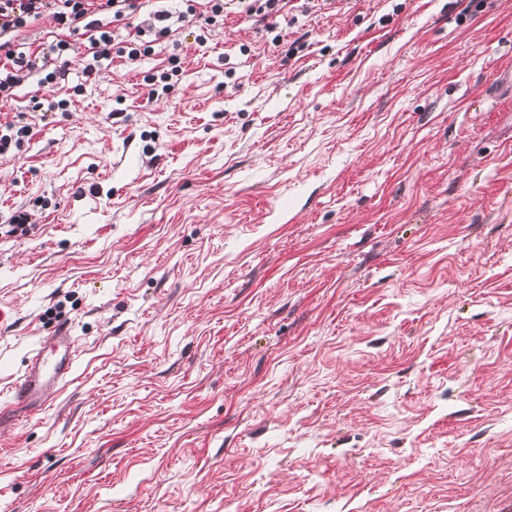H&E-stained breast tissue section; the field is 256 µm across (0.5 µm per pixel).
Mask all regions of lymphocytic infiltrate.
<instances>
[{
    "mask_svg": "<svg viewBox=\"0 0 512 512\" xmlns=\"http://www.w3.org/2000/svg\"><path fill=\"white\" fill-rule=\"evenodd\" d=\"M150 3L151 0H0V94L10 93L32 73L41 71L45 83L51 84L55 92L49 109H66L67 63L62 55L69 47V36L83 37L93 58L83 74L86 81H96L100 74L98 60L115 51L129 63H137L151 55L154 41L170 35L169 12L151 10ZM230 3L250 16L277 14L286 6V0H186V9L179 12L178 18L187 26L209 23L223 14ZM106 13L113 20L125 22L128 39L124 46L113 47L112 32L101 28L99 17ZM43 19L51 20L53 28L40 50L34 52L22 33Z\"/></svg>",
    "mask_w": 512,
    "mask_h": 512,
    "instance_id": "f902f5d3",
    "label": "lymphocytic infiltrate"
}]
</instances>
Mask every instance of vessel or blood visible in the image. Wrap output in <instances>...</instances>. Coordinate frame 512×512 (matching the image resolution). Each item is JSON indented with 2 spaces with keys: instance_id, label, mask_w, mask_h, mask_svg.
<instances>
[{
  "instance_id": "obj_1",
  "label": "vessel or blood",
  "mask_w": 512,
  "mask_h": 512,
  "mask_svg": "<svg viewBox=\"0 0 512 512\" xmlns=\"http://www.w3.org/2000/svg\"><path fill=\"white\" fill-rule=\"evenodd\" d=\"M74 343L70 329L62 327L37 344L15 385L19 404L32 411L44 409L49 392L64 386L73 373Z\"/></svg>"
}]
</instances>
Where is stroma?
I'll return each instance as SVG.
<instances>
[{
    "instance_id": "stroma-1",
    "label": "stroma",
    "mask_w": 512,
    "mask_h": 512,
    "mask_svg": "<svg viewBox=\"0 0 512 512\" xmlns=\"http://www.w3.org/2000/svg\"><path fill=\"white\" fill-rule=\"evenodd\" d=\"M206 35L0 103V404L76 338L0 420V512H512V0ZM8 130L15 129L13 135H1L0 136V155L7 154L13 151H19L23 146L26 138L31 136V127L28 124L17 126L16 124H10L7 126ZM74 343L71 330L62 327L49 340L37 344L14 388L19 404L31 411L44 409L48 393L64 386L73 373Z\"/></svg>"
}]
</instances>
